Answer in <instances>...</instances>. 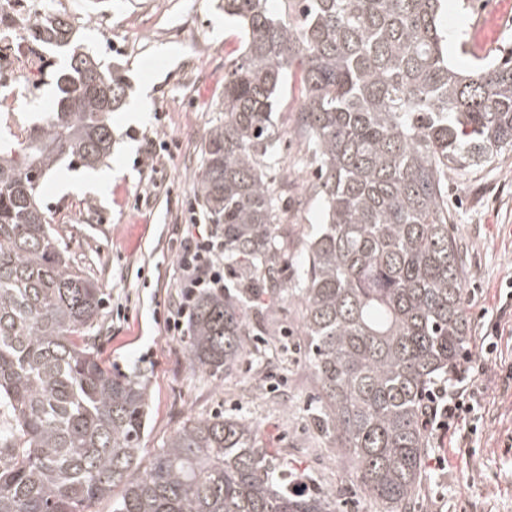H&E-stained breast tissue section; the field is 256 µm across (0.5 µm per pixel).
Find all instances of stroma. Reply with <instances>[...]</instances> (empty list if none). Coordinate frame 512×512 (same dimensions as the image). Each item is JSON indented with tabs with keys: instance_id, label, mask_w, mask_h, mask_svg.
Masks as SVG:
<instances>
[{
	"instance_id": "35a3bbf8",
	"label": "stroma",
	"mask_w": 512,
	"mask_h": 512,
	"mask_svg": "<svg viewBox=\"0 0 512 512\" xmlns=\"http://www.w3.org/2000/svg\"><path fill=\"white\" fill-rule=\"evenodd\" d=\"M29 18L44 8L66 13L75 34L103 68L119 67L128 89L112 115V150L103 187L84 180L90 168L62 159L38 189L40 206L66 246L72 266L105 296L93 333L106 364L130 373L144 368L150 417L142 457L151 460L190 418L218 413L258 425L272 451L287 459L309 489L355 502L354 512H380L377 501L356 483L348 458L317 420L320 387L303 346L301 309L280 302L255 310L258 336L238 370L217 380L189 367L185 337L167 334L163 308L179 276L174 227L188 223L196 202L193 179L202 164L201 144L221 117L224 71L240 53L241 34L225 19L224 0H24ZM489 20V49L512 44V0H450L443 25L460 61L476 16ZM63 52H44L41 75L18 88L22 125L41 124L45 106L55 105V71L67 66ZM298 76L288 79L274 117L277 146L288 163L286 220L275 225L277 268L295 276L302 241L322 221V205L308 186L316 167L301 144L295 119L301 103ZM166 142L154 169L139 162L148 141ZM448 205L466 253L464 308L469 349H477L481 311L495 312L499 289L512 279V149L491 164L448 177ZM493 362L470 368L484 385V432L475 452L452 453L447 441L426 438L427 455H445L449 469L423 470L411 512H512V390L487 375Z\"/></svg>"
}]
</instances>
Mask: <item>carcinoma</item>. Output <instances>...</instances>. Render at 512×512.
<instances>
[{"instance_id":"cac0c4a2","label":"carcinoma","mask_w":512,"mask_h":512,"mask_svg":"<svg viewBox=\"0 0 512 512\" xmlns=\"http://www.w3.org/2000/svg\"><path fill=\"white\" fill-rule=\"evenodd\" d=\"M298 3L295 24L268 0H224L243 48L224 71V118L202 142L194 191L208 223L224 225V258L266 274L196 296L185 357L229 375L249 355L250 310L297 301L318 421L380 512H409L425 459L423 396L467 336L448 171L512 147V45L460 70L441 0ZM29 35L69 64L56 75V111L0 143V408L12 418L0 433V512H88L107 497L112 512H336L329 493L289 487L288 463L235 416L183 422L141 468L147 378L115 376L98 358L101 289L69 264L37 203L62 159L107 158L128 85L101 69L64 15L35 21ZM292 68L324 221L289 287L268 263L288 191L272 114Z\"/></svg>"}]
</instances>
